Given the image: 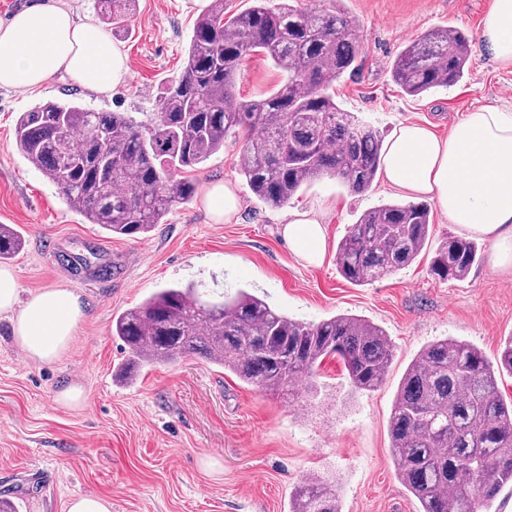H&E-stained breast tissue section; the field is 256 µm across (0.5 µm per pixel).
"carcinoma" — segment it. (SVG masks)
Segmentation results:
<instances>
[{"label": "carcinoma", "instance_id": "1", "mask_svg": "<svg viewBox=\"0 0 512 512\" xmlns=\"http://www.w3.org/2000/svg\"><path fill=\"white\" fill-rule=\"evenodd\" d=\"M99 2L108 30L126 26L134 0ZM253 2L226 20L224 0H212L195 22L182 75L146 119L47 101L19 113L18 150L57 185L69 208L125 236L151 232L176 206L191 202L195 185L185 174L230 136L243 139L239 174L272 208L324 176L355 193L367 191L381 166L383 139L330 93L331 82L353 69L361 53L358 20L340 8L343 0L318 11ZM252 53L263 54L283 81L262 98L242 101L234 82ZM470 53L463 30L434 27L407 43L392 77L412 96L448 88L463 78ZM108 146L112 167L102 173ZM430 214L426 202L363 212L338 244L340 274L362 286L408 267L428 244ZM23 246L20 231L0 224L1 261ZM480 252L476 240L450 235L436 249L430 273L463 280ZM112 335L124 343L126 358L115 378L125 383L146 367L200 355L249 385L278 392L313 377L325 358L336 356L350 386L372 392L392 358L388 336L376 324L352 315L295 320L244 289L209 301L192 285L164 288L115 317ZM501 372L512 375V336L494 364L479 349L444 338L408 366L388 431L398 475L420 512H482L512 484V402L499 395ZM288 510L341 512L336 484L312 475L292 492Z\"/></svg>", "mask_w": 512, "mask_h": 512}]
</instances>
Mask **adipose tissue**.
I'll return each mask as SVG.
<instances>
[{"label":"adipose tissue","instance_id":"obj_1","mask_svg":"<svg viewBox=\"0 0 512 512\" xmlns=\"http://www.w3.org/2000/svg\"><path fill=\"white\" fill-rule=\"evenodd\" d=\"M480 41L497 63L512 66V0H493ZM60 73L108 93L125 83L127 57L80 22L65 0H42L0 26V87L31 90ZM383 173L391 188L430 197L450 223L491 240L494 264L512 268V108L473 109L444 138L426 124H400L387 143ZM282 232L303 262L321 263L323 212H290ZM19 293L13 271L0 268V315L8 317L15 344L34 361L58 359L83 316L77 296L49 288L23 301Z\"/></svg>","mask_w":512,"mask_h":512}]
</instances>
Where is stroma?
I'll return each mask as SVG.
<instances>
[{
  "label": "stroma",
  "instance_id": "stroma-1",
  "mask_svg": "<svg viewBox=\"0 0 512 512\" xmlns=\"http://www.w3.org/2000/svg\"><path fill=\"white\" fill-rule=\"evenodd\" d=\"M492 0H345L360 23L362 51L352 72L333 81L337 103L390 138L399 123L422 122L437 133L471 109L512 103V66L495 63L479 37ZM199 12L190 0H135L125 30L112 41L128 57L130 76L108 94L69 77L33 91L0 87V224L19 229L23 249L7 266L22 296L47 288L76 292L85 316L55 362L28 359L0 318V499L20 512H66L73 496L94 493L112 512H288L292 490L313 473L338 479L342 512H418L391 454L389 418L401 379L432 341L452 338L496 359L512 336V269L492 265V244L460 281L428 271L433 249L459 234L439 209L431 211L428 249L410 266L363 286L347 282L336 248L364 211L404 194L376 177L362 194L321 178L283 208L259 202L238 172L241 141L192 172L193 201L141 238L109 234L70 210L57 187L18 151L19 113L74 93L89 108L139 114L155 111L180 77ZM437 25H452L474 41L461 81L417 97L392 78L403 46ZM281 72L263 55L247 56L236 93L269 94ZM230 185L239 209L213 223L205 193ZM331 206L328 245L320 265H305L283 238L291 210ZM195 284L209 297L240 288L289 317L316 322L355 315L382 327L393 359L382 386L353 391L339 358H327L313 378L316 394L292 398L243 383L231 372L191 356L142 371L134 384L112 379L126 353L112 319L160 289ZM77 385L83 400L57 403Z\"/></svg>",
  "mask_w": 512,
  "mask_h": 512
}]
</instances>
